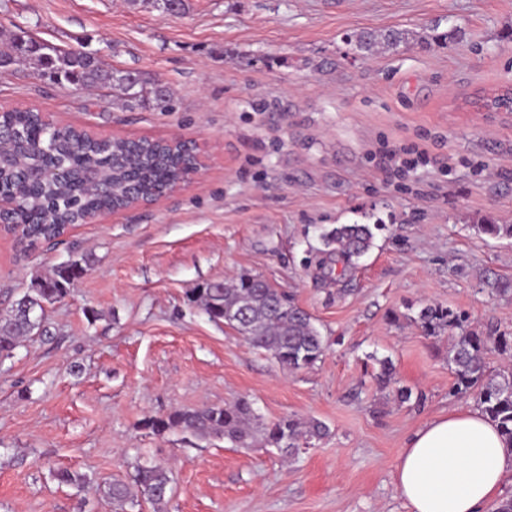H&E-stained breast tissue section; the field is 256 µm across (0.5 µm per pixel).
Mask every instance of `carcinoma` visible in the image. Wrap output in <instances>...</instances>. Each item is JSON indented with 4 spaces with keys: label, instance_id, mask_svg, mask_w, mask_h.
<instances>
[{
    "label": "carcinoma",
    "instance_id": "1",
    "mask_svg": "<svg viewBox=\"0 0 512 512\" xmlns=\"http://www.w3.org/2000/svg\"><path fill=\"white\" fill-rule=\"evenodd\" d=\"M405 42L407 32L399 29L359 31L345 37V43L364 57ZM19 61L33 65L54 83L110 88L130 104L152 97L160 105L169 97L168 90L147 88L131 71L104 68L90 52L61 49L47 42L31 48L21 32L0 42V66L8 68ZM0 121L4 135H13L10 149L0 153V195L18 200L12 215L14 228L31 246L59 236L66 226L95 213L153 198L175 177L177 166L184 161L183 147L165 140L113 138L110 145L102 146L96 136L84 130L46 122L31 111L7 112ZM48 166L67 172L68 177L38 182L35 171ZM89 171L101 178L94 193L83 192L80 185ZM323 240L325 257L348 265L370 250L374 233L368 224H340L326 231ZM90 262V257L83 255L56 266L48 276L34 277L30 288L9 309L0 312V361L14 357L24 340L43 330L45 306L64 300ZM189 301L211 321L224 323L291 372L314 366L329 346L311 314L260 276H242L222 288H196ZM465 322L460 314L439 304L422 307L417 318L426 336L458 331L448 351L454 391L475 393L481 411L512 448V373H495L486 361L490 347L512 349V341L468 329ZM379 364L375 379L380 388L387 389L394 380L393 364L388 359ZM142 427L156 435L175 430L200 441L218 438L243 448L259 442L288 457L297 456L327 435L323 423L294 416L262 424L253 402L245 397L224 406L178 409L164 417H146ZM54 476L60 483L79 489L88 482L86 476L68 470H58ZM170 492L167 470L147 462L136 463L130 481L103 484V494L112 500L116 512L143 503L157 508L167 501Z\"/></svg>",
    "mask_w": 512,
    "mask_h": 512
}]
</instances>
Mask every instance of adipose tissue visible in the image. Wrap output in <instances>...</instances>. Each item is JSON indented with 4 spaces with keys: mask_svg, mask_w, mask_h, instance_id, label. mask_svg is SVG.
I'll return each instance as SVG.
<instances>
[{
    "mask_svg": "<svg viewBox=\"0 0 512 512\" xmlns=\"http://www.w3.org/2000/svg\"><path fill=\"white\" fill-rule=\"evenodd\" d=\"M512 475V449L480 409L449 411L407 441L395 491L408 512H487Z\"/></svg>",
    "mask_w": 512,
    "mask_h": 512,
    "instance_id": "adipose-tissue-1",
    "label": "adipose tissue"
}]
</instances>
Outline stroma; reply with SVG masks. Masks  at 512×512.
<instances>
[{
  "label": "stroma",
  "mask_w": 512,
  "mask_h": 512,
  "mask_svg": "<svg viewBox=\"0 0 512 512\" xmlns=\"http://www.w3.org/2000/svg\"><path fill=\"white\" fill-rule=\"evenodd\" d=\"M419 32L367 59L343 36ZM26 31L96 53L167 87L166 106L0 70V111L33 109L106 137L189 139L206 167L156 204L73 227L56 244L0 235V310L33 275L83 254L93 264L46 334L0 364V512H113L98 484L136 461L171 473L159 512H407L394 488L408 437L476 406L451 391L450 334L415 318L439 304L512 333V112L476 96L512 87V0H0V40ZM447 33V41L436 33ZM418 148L426 163L388 167ZM370 224L374 246L322 276L323 230ZM258 275L291 295L330 346L291 372L191 304L193 288ZM391 359L402 403L372 374ZM252 400L265 422L317 419L330 434L295 460L263 446L142 429L149 416ZM87 475L85 491L55 468Z\"/></svg>",
  "instance_id": "obj_1"
}]
</instances>
